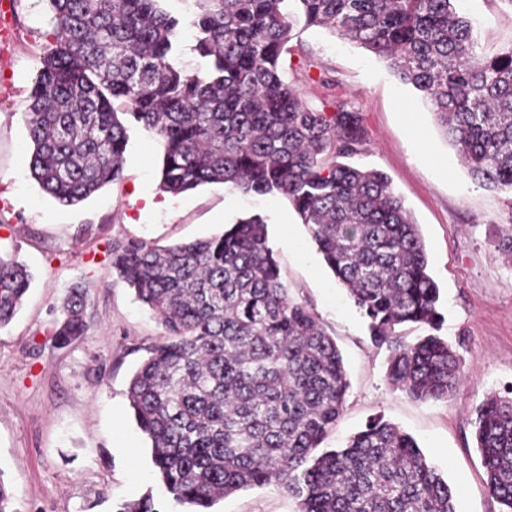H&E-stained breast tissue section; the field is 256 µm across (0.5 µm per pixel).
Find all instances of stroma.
<instances>
[{"mask_svg": "<svg viewBox=\"0 0 512 512\" xmlns=\"http://www.w3.org/2000/svg\"><path fill=\"white\" fill-rule=\"evenodd\" d=\"M480 51L512 47L506 0H458ZM14 43L0 53V253L25 264L30 289L0 328V478L15 512H117L153 495L159 512H187L156 483L148 441L129 407L130 379L164 327L113 276L107 248L138 240L171 245L218 235L266 216L289 295L319 317L349 379L343 414L324 441L344 447L376 415L418 443L455 492L456 512H501L485 487L474 442L476 408L512 389V192L472 180L420 92L388 62L318 26L297 23L285 79L314 107L349 102L364 120L365 151L354 166L387 174L425 242L445 316L441 334L462 361V383L445 401L415 402L388 384V353L338 285L288 200L206 184L178 196L160 191L163 147L130 133L120 180L75 206L47 195L27 171L25 114L31 83L52 48L47 0H13ZM76 284L90 289L86 332L64 349L52 338L59 306ZM210 512H297L273 486L217 500Z\"/></svg>", "mask_w": 512, "mask_h": 512, "instance_id": "obj_1", "label": "stroma"}]
</instances>
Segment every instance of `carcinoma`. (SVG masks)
I'll use <instances>...</instances> for the list:
<instances>
[{
    "label": "carcinoma",
    "mask_w": 512,
    "mask_h": 512,
    "mask_svg": "<svg viewBox=\"0 0 512 512\" xmlns=\"http://www.w3.org/2000/svg\"><path fill=\"white\" fill-rule=\"evenodd\" d=\"M161 0H49L55 46L41 59L25 123L28 170L59 203L122 177L129 130L164 146L160 190L204 184L281 195L389 352L386 378L414 401H446L461 359L439 331L440 292L390 178L346 160L362 153V114L313 108L286 82L296 12L387 60L429 100L470 175L512 191V47L480 55L456 0H199L189 21L201 65L180 62L183 21ZM112 273L166 329L127 391L163 491L193 512L274 484L298 512H456L447 479L417 441L381 415L343 448L323 449L349 388L343 357L314 313L290 298L266 220L170 246L108 248ZM31 274L0 255V328ZM88 289L60 306L54 344L83 336ZM427 334L413 342L400 328ZM486 489L512 512V397L476 409Z\"/></svg>",
    "instance_id": "obj_1"
}]
</instances>
